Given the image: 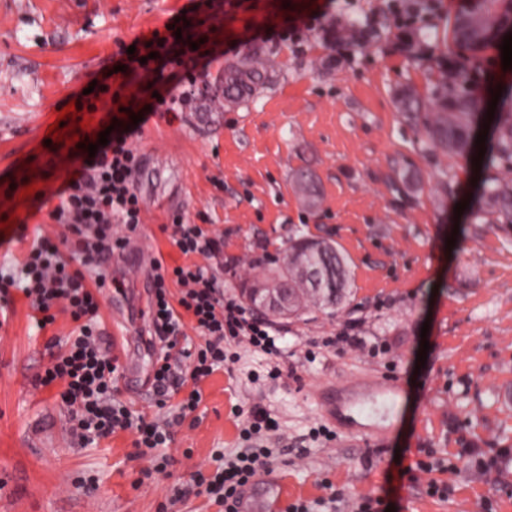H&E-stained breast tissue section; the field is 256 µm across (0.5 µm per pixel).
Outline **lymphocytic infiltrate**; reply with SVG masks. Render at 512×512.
<instances>
[{
    "instance_id": "f902f5d3",
    "label": "lymphocytic infiltrate",
    "mask_w": 512,
    "mask_h": 512,
    "mask_svg": "<svg viewBox=\"0 0 512 512\" xmlns=\"http://www.w3.org/2000/svg\"><path fill=\"white\" fill-rule=\"evenodd\" d=\"M211 7L212 0H193L190 9L178 12L164 31L136 43L135 53H121L119 62L125 70L119 88L101 80L92 93L77 95V109L101 112V127L111 130L108 143L89 154L92 135L81 133L79 144L70 150L79 165L49 214L65 226V236L58 244L45 237L35 241L18 262V280L0 283V306L9 307L10 287L21 288L39 315V328L54 324L57 312L71 316L74 327L58 351L50 354L38 383L58 386L74 444L84 448L118 432L135 430L137 457L147 461L149 471L158 473L168 465L162 450L171 442L172 432L169 425L147 420L115 397L118 365L99 328L107 286L100 268L123 244L115 225L136 231L145 209L135 190L142 157L132 143L131 116L143 106L154 112H178L189 102L197 66L216 47L209 24ZM135 80L142 83L141 96L124 97V87ZM120 103L125 106L121 115L114 110ZM170 229L179 251L198 256L199 261L160 268L153 279L150 320L165 348L154 363L153 387L160 407L179 395L178 410L184 417L199 408L200 384L223 367L229 347L244 342L254 350L273 353L275 330L225 297L209 266L224 251L223 237L185 223L178 214L172 216ZM174 284L181 288L176 297L170 292ZM188 316L199 337L195 343L188 341L184 331ZM269 468L264 450L244 448L232 458L218 459L213 473L196 474L175 497L204 495L222 512H239L244 488Z\"/></svg>"
}]
</instances>
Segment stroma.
<instances>
[{
  "instance_id": "stroma-1",
  "label": "stroma",
  "mask_w": 512,
  "mask_h": 512,
  "mask_svg": "<svg viewBox=\"0 0 512 512\" xmlns=\"http://www.w3.org/2000/svg\"><path fill=\"white\" fill-rule=\"evenodd\" d=\"M423 3L415 22L427 45L421 54L406 41L393 0H245L234 10L215 0L213 36L238 52L201 66L197 84L207 94L193 96L178 120L153 115L136 142L145 161L136 182L144 222L102 267L128 319L115 321L103 304L102 332L118 362L150 374L162 342L131 354L126 344L152 332L155 270L132 265L140 254L186 263L164 229L172 212L223 236L216 264L225 296L241 298L242 285L283 262L289 238L303 233L345 257L347 299L338 310L274 319L275 354L238 348L203 382L196 413L174 426L166 472L147 479L133 432L72 447L65 408L37 382L48 342L68 336L71 323L61 315L37 330L21 291L11 289L0 325V512H218L203 497L176 504L171 497L194 471L212 469L216 452L243 448L241 431L256 407L277 424L265 442L268 481L283 488L286 503L308 512H349L362 499L396 512H512V227L449 209L478 198L472 181L487 169H475L471 156L424 148L421 127L397 108L404 91L433 104L460 60L448 27L468 0ZM188 5L0 0V187L13 191L0 197V209L15 216L0 232V277L16 275V258L35 238L64 231L48 213L75 165L67 151L45 148L49 126L73 95L109 75L120 47L163 30ZM310 12L316 27L298 43L252 36L265 18ZM346 17L369 20L359 42L337 39L336 21ZM250 52L273 66L275 81L227 104L224 68ZM469 82L497 112H512V69L503 67L499 45L470 56ZM154 156L162 166L151 165ZM301 168L319 186L316 208L297 189ZM399 171L418 178L410 194L392 185ZM30 180L34 195L17 202ZM349 327L360 345H334ZM424 338L430 349L421 367ZM341 378L361 389L374 378L396 386L387 402L367 408L353 434L330 422L312 393ZM463 448L508 455L481 476L459 458ZM433 480L447 495L430 494Z\"/></svg>"
}]
</instances>
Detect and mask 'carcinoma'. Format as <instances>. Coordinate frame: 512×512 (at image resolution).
Returning <instances> with one entry per match:
<instances>
[{
  "mask_svg": "<svg viewBox=\"0 0 512 512\" xmlns=\"http://www.w3.org/2000/svg\"><path fill=\"white\" fill-rule=\"evenodd\" d=\"M270 83L266 62L246 55L243 64L224 69V100L240 103ZM475 97L458 95L452 91L442 94L435 111L424 112L418 99L404 92L398 106L405 117L422 126L424 144L438 147L450 155H462L472 146L471 123ZM487 165L512 171V112H502L497 122L496 140ZM478 224H512V181L502 176H489L482 184L479 202L474 210ZM309 263L330 270V276L321 290L314 293L304 282L299 264ZM282 287L288 292L291 311L297 313L309 305L337 306L349 284V272L343 257L336 249L321 241L299 237L292 241L288 251V267Z\"/></svg>",
  "mask_w": 512,
  "mask_h": 512,
  "instance_id": "cac0c4a2",
  "label": "carcinoma"
}]
</instances>
